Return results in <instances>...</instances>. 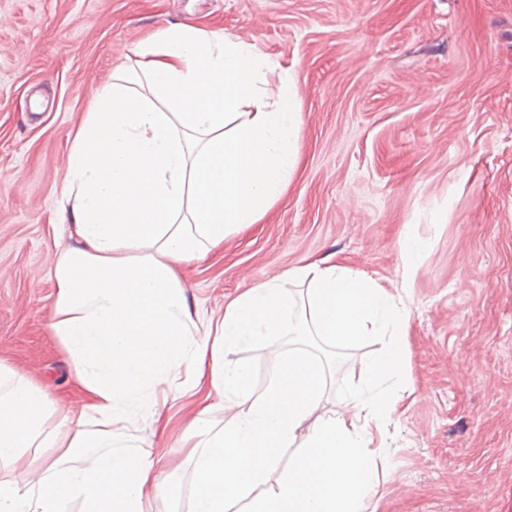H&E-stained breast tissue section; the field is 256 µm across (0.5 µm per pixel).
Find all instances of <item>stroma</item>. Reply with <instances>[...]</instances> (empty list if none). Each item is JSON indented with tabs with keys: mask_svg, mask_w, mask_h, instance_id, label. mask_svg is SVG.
I'll return each instance as SVG.
<instances>
[{
	"mask_svg": "<svg viewBox=\"0 0 512 512\" xmlns=\"http://www.w3.org/2000/svg\"><path fill=\"white\" fill-rule=\"evenodd\" d=\"M172 24L253 45L292 76L301 114L286 192L186 265L191 307L220 320L247 288L326 256L391 288L410 336L383 387L417 397L383 429L377 512H512V0H0V363L70 399L48 330L68 149L95 90ZM407 235L427 243L411 276ZM385 342L283 331L226 360L248 365L258 396L288 351L316 356L322 407L340 413ZM207 392L169 408L165 434L131 429L180 490L152 512L189 510L192 465L175 443Z\"/></svg>",
	"mask_w": 512,
	"mask_h": 512,
	"instance_id": "obj_1",
	"label": "stroma"
}]
</instances>
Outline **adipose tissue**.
<instances>
[{
    "instance_id": "obj_1",
    "label": "adipose tissue",
    "mask_w": 512,
    "mask_h": 512,
    "mask_svg": "<svg viewBox=\"0 0 512 512\" xmlns=\"http://www.w3.org/2000/svg\"><path fill=\"white\" fill-rule=\"evenodd\" d=\"M141 75L113 74L76 130L68 154L69 248L51 275L50 331L69 359L77 408L61 410L39 382L0 363V512H151L178 488L156 460L119 449L118 436L144 418L165 431L164 410L180 398L169 380L189 367L210 387L183 437L193 461L191 512H369L383 447L374 433L397 411L379 383L399 373L409 313L371 277L320 258L288 279L306 287L295 303L279 280L233 299L213 336L193 331L182 265L258 223L282 197L298 166L300 115L293 80L223 31L173 24L138 46ZM314 330L327 341L384 336L364 385L345 413L320 411L321 364L283 357L261 396L227 350L280 330ZM236 412L220 429L209 417ZM100 425L88 430L87 419ZM295 464L268 480L282 448ZM95 449L91 465L75 459ZM37 477L22 488L8 473Z\"/></svg>"
}]
</instances>
